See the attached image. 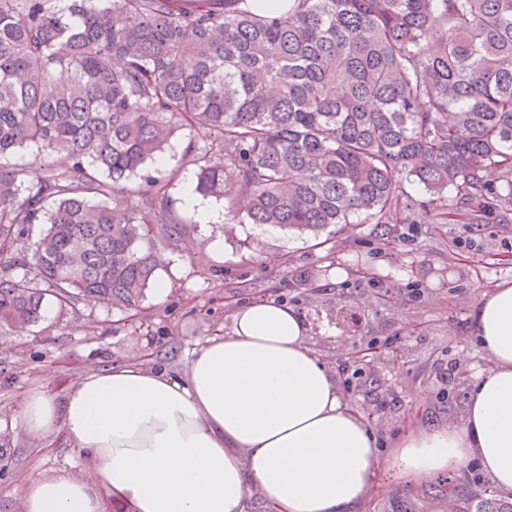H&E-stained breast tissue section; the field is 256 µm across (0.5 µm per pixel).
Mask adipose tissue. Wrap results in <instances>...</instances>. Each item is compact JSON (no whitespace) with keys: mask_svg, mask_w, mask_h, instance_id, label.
<instances>
[{"mask_svg":"<svg viewBox=\"0 0 512 512\" xmlns=\"http://www.w3.org/2000/svg\"><path fill=\"white\" fill-rule=\"evenodd\" d=\"M487 367L461 421L413 425L387 455L363 410L342 395L310 326L272 299L237 307L223 335L197 344L179 376L135 362L92 369L57 398L23 397L33 440L62 434L75 453L50 476L21 475L24 512H101L106 483L133 512H357L379 470L415 488L476 466L512 494V279L473 314ZM96 477L78 472L80 459Z\"/></svg>","mask_w":512,"mask_h":512,"instance_id":"1","label":"adipose tissue"}]
</instances>
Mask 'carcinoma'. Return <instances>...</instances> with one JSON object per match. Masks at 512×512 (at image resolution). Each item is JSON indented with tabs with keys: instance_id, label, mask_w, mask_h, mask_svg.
Returning a JSON list of instances; mask_svg holds the SVG:
<instances>
[{
	"instance_id": "cac0c4a2",
	"label": "carcinoma",
	"mask_w": 512,
	"mask_h": 512,
	"mask_svg": "<svg viewBox=\"0 0 512 512\" xmlns=\"http://www.w3.org/2000/svg\"><path fill=\"white\" fill-rule=\"evenodd\" d=\"M58 2L0 0V334L48 296L140 308L166 265L155 229L184 222L167 185L130 181L187 127L193 191L227 226L375 224L391 251L409 219L512 224V0ZM440 492L470 512L458 480Z\"/></svg>"
}]
</instances>
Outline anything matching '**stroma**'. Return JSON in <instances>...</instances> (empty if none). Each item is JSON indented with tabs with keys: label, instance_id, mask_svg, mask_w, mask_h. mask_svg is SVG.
Here are the masks:
<instances>
[{
	"label": "stroma",
	"instance_id": "obj_1",
	"mask_svg": "<svg viewBox=\"0 0 512 512\" xmlns=\"http://www.w3.org/2000/svg\"><path fill=\"white\" fill-rule=\"evenodd\" d=\"M177 131L165 150V168L147 172L163 180L175 213L186 222L182 243L169 246L161 275L171 292L160 299L147 293L140 310L124 312L104 304L43 311L38 323L0 335V512H23L15 477L48 475L65 464L70 450L61 436L31 441L15 424L28 390L63 394L93 365L103 367L147 357L149 366L185 373L186 353L196 341L223 333L235 306L256 298H275L301 310L314 348L333 368L348 362L350 351L369 341L387 348L386 361L365 367L344 394L363 408L382 449L391 448L406 425L444 424L461 418L472 382L464 380L452 396L442 377L446 365L465 370L484 363L476 345L472 313L484 292L512 279V224H432L397 227L395 254L381 248L373 225L336 233L324 246L268 227L200 224L184 204L195 172L185 156L193 140ZM221 236L220 251L209 250ZM288 256V266L275 257ZM369 270L374 280L359 278ZM393 296L379 303L381 291ZM355 312L358 334L337 324L341 307ZM426 400L416 405L413 397ZM413 503L416 512H448V502L424 489H406L379 475L361 512H399Z\"/></svg>",
	"mask_w": 512,
	"mask_h": 512
}]
</instances>
